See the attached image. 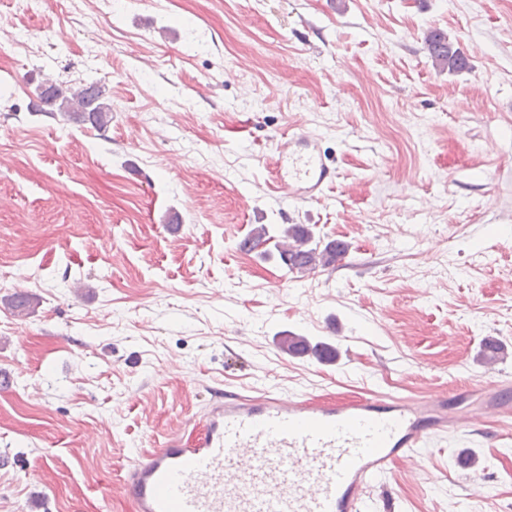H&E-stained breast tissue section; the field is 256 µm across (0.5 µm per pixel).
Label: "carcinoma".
<instances>
[{
    "mask_svg": "<svg viewBox=\"0 0 512 512\" xmlns=\"http://www.w3.org/2000/svg\"><path fill=\"white\" fill-rule=\"evenodd\" d=\"M425 45L435 63L448 69V72H461L469 69L468 58L454 47L448 36L431 29L425 37ZM38 98L44 105L55 109L69 122L79 125L89 124L98 131L107 129L112 123V103L106 96V90L96 79L81 80L80 85L65 87L57 84H43L39 88ZM275 240L274 251L263 250L261 255L272 258L290 273L312 271L318 267H329L341 260L346 248L337 240H323L307 224H290L278 229L277 235L270 234L267 225L253 229L240 247L254 251ZM283 349L291 354L311 355L319 360L332 353L327 344H311L303 336H287L282 343Z\"/></svg>",
    "mask_w": 512,
    "mask_h": 512,
    "instance_id": "cac0c4a2",
    "label": "carcinoma"
}]
</instances>
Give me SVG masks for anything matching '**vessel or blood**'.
<instances>
[{
	"mask_svg": "<svg viewBox=\"0 0 512 512\" xmlns=\"http://www.w3.org/2000/svg\"><path fill=\"white\" fill-rule=\"evenodd\" d=\"M278 155L277 187L311 200L336 171L315 138L297 134ZM512 379L496 378L486 423ZM444 391L409 400L368 394L347 405L302 395L225 393L212 403L194 446L174 438L137 457L121 488L135 512H368L369 490L398 461L421 454L458 423Z\"/></svg>",
	"mask_w": 512,
	"mask_h": 512,
	"instance_id": "obj_1",
	"label": "vessel or blood"
}]
</instances>
